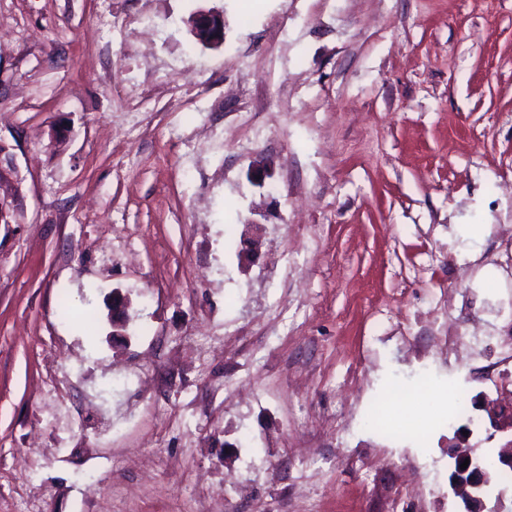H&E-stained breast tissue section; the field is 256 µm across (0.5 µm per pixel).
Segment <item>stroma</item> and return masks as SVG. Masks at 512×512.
Masks as SVG:
<instances>
[{"label": "stroma", "mask_w": 512, "mask_h": 512, "mask_svg": "<svg viewBox=\"0 0 512 512\" xmlns=\"http://www.w3.org/2000/svg\"><path fill=\"white\" fill-rule=\"evenodd\" d=\"M0 142V512H384L378 407L462 512L419 354L512 299V0H0ZM190 29L192 35L198 40H195L196 43L201 46L218 45L224 42V16L217 12L200 10L191 18Z\"/></svg>", "instance_id": "1"}]
</instances>
